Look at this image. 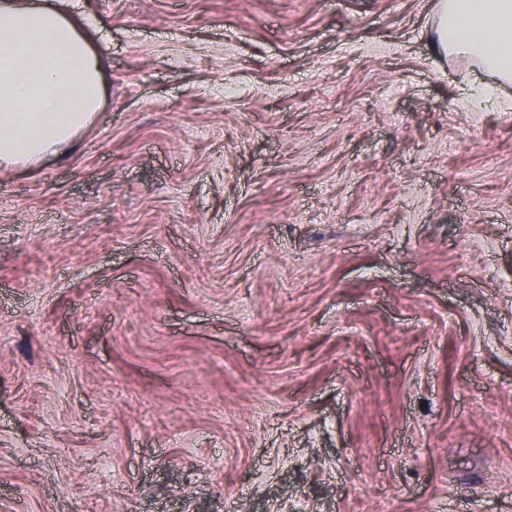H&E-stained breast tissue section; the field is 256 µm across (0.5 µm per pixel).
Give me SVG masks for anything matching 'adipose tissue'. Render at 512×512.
Returning <instances> with one entry per match:
<instances>
[{
  "mask_svg": "<svg viewBox=\"0 0 512 512\" xmlns=\"http://www.w3.org/2000/svg\"><path fill=\"white\" fill-rule=\"evenodd\" d=\"M438 56L464 57L512 82V0H439ZM102 60L69 0H0V166L58 153L99 110Z\"/></svg>",
  "mask_w": 512,
  "mask_h": 512,
  "instance_id": "1",
  "label": "adipose tissue"
}]
</instances>
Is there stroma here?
Instances as JSON below:
<instances>
[{
    "instance_id": "1",
    "label": "stroma",
    "mask_w": 512,
    "mask_h": 512,
    "mask_svg": "<svg viewBox=\"0 0 512 512\" xmlns=\"http://www.w3.org/2000/svg\"><path fill=\"white\" fill-rule=\"evenodd\" d=\"M437 0H74L105 94L0 167V512H512V85Z\"/></svg>"
}]
</instances>
